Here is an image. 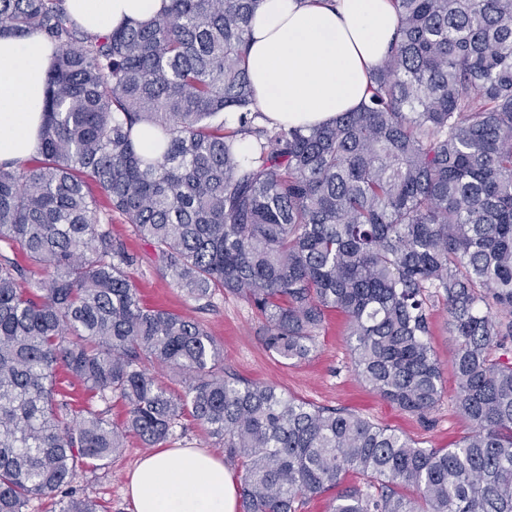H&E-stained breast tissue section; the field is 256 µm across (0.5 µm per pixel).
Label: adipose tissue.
Masks as SVG:
<instances>
[{"label": "adipose tissue", "mask_w": 512, "mask_h": 512, "mask_svg": "<svg viewBox=\"0 0 512 512\" xmlns=\"http://www.w3.org/2000/svg\"><path fill=\"white\" fill-rule=\"evenodd\" d=\"M170 0H66L89 32L107 34L157 17ZM398 27L392 0H262L250 24L248 74L257 105L288 127L329 123L369 96V75ZM53 56L37 31L0 34V163L39 148L46 77ZM133 512H239L222 459L200 448L146 454L129 474Z\"/></svg>", "instance_id": "ef3b65f1"}]
</instances>
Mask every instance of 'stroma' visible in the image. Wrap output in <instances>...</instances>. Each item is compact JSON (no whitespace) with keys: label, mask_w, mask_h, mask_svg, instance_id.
I'll return each mask as SVG.
<instances>
[{"label":"stroma","mask_w":512,"mask_h":512,"mask_svg":"<svg viewBox=\"0 0 512 512\" xmlns=\"http://www.w3.org/2000/svg\"><path fill=\"white\" fill-rule=\"evenodd\" d=\"M112 234L137 259L132 277L142 304L200 322L223 347L226 373L275 384L289 396L316 406L347 409L398 429L423 447L445 448L470 433V421L455 406L457 381L451 357L456 342L443 304H435L430 315V343L443 368V392L439 404L421 418L392 406L356 375L347 343V323L341 313H327L310 358L301 362L281 359L265 350L264 320L247 301L219 294L210 306L201 307L161 274L153 262L152 247L117 213L112 216ZM145 452L143 442L128 435L109 464L78 469L72 486L79 495L103 505L104 512H131L124 486L130 469Z\"/></svg>","instance_id":"obj_1"}]
</instances>
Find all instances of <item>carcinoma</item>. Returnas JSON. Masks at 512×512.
<instances>
[{
  "label": "carcinoma",
  "instance_id": "obj_1",
  "mask_svg": "<svg viewBox=\"0 0 512 512\" xmlns=\"http://www.w3.org/2000/svg\"><path fill=\"white\" fill-rule=\"evenodd\" d=\"M260 3L171 0L98 35L65 0H0V31L55 47L42 161L0 163V512L44 497L100 512L71 489L77 469L105 465L130 433L159 446L187 417L242 468L243 512H299L330 491L329 512H512V0H394L397 39L368 99L304 127L255 123ZM137 128L160 156L139 151ZM114 212L188 298L251 303L282 359H308L326 312H342L359 378L420 416L443 392L428 341L443 299L471 433L425 448L222 373L199 322L141 303ZM149 363L187 374L184 392ZM60 368L125 419L75 409Z\"/></svg>",
  "mask_w": 512,
  "mask_h": 512
}]
</instances>
